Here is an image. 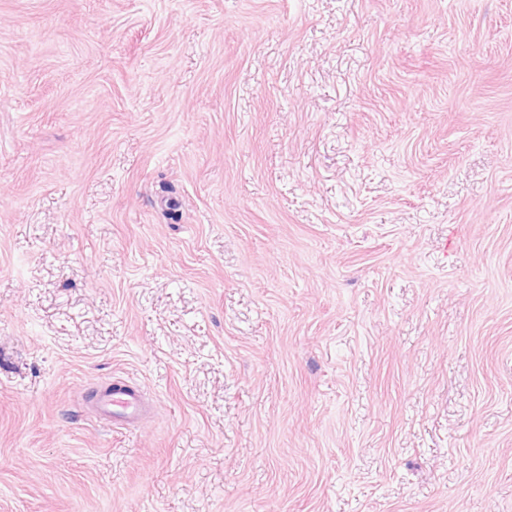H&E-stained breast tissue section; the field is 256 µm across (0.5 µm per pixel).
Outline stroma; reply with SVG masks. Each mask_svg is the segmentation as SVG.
Segmentation results:
<instances>
[{"instance_id":"1","label":"stroma","mask_w":512,"mask_h":512,"mask_svg":"<svg viewBox=\"0 0 512 512\" xmlns=\"http://www.w3.org/2000/svg\"><path fill=\"white\" fill-rule=\"evenodd\" d=\"M0 512H512V0H0ZM144 408L142 392L118 381L99 396L94 411L101 417L112 418V421L127 422L140 416Z\"/></svg>"}]
</instances>
